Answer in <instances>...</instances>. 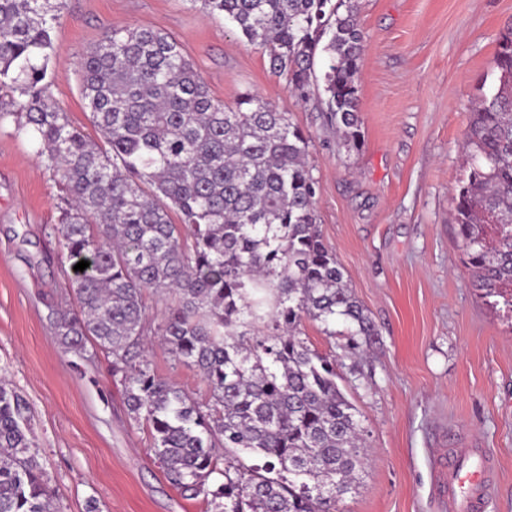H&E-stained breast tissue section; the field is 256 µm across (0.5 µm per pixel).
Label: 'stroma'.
I'll use <instances>...</instances> for the list:
<instances>
[{"instance_id":"1","label":"stroma","mask_w":512,"mask_h":512,"mask_svg":"<svg viewBox=\"0 0 512 512\" xmlns=\"http://www.w3.org/2000/svg\"><path fill=\"white\" fill-rule=\"evenodd\" d=\"M366 37L358 86L361 144L340 145L319 93L300 100L271 72L267 55L230 24L188 0H64L48 61L51 102L95 135L80 91L79 61L109 29L147 26L174 37L211 96L233 105L244 91L290 113L309 135L325 243L375 322L364 355L346 348L344 322L327 336L338 384L356 406L370 455L355 493L337 512H442L436 461L479 448L497 466L482 512H512V317L491 308L463 263L452 196L463 174L471 102L493 86L512 0H356ZM20 93L0 95V379L26 401L38 460L58 512H207L165 479L145 426L93 343L65 349L53 323L74 306L66 251L51 232L60 191L39 147L15 133ZM157 373L196 400L199 372L161 346Z\"/></svg>"}]
</instances>
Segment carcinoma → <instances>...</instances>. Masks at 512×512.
I'll return each mask as SVG.
<instances>
[{
    "instance_id": "carcinoma-1",
    "label": "carcinoma",
    "mask_w": 512,
    "mask_h": 512,
    "mask_svg": "<svg viewBox=\"0 0 512 512\" xmlns=\"http://www.w3.org/2000/svg\"><path fill=\"white\" fill-rule=\"evenodd\" d=\"M265 50L270 70L360 145L365 35L354 0H189ZM60 0H0V88L20 91L15 131L36 139L62 192L59 223L78 309L56 318L68 348L111 357L133 419L186 499L211 512H335L354 488L365 445L337 383L336 355L303 336L305 320L349 323L347 347L378 340L317 224L309 137L251 91L215 101L170 35L105 32L80 62V90L100 146L47 102ZM328 64L316 75L317 50ZM493 88L472 106L455 223L476 286L512 312V26L500 34ZM506 226L488 247L486 217ZM178 221H173V217ZM170 302L149 319L145 294ZM197 369L200 403L160 376L147 340ZM24 399L0 381V512H52L56 497L30 438ZM261 457L263 464H249Z\"/></svg>"
}]
</instances>
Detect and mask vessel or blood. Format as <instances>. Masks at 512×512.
I'll return each mask as SVG.
<instances>
[{
	"instance_id": "obj_1",
	"label": "vessel or blood",
	"mask_w": 512,
	"mask_h": 512,
	"mask_svg": "<svg viewBox=\"0 0 512 512\" xmlns=\"http://www.w3.org/2000/svg\"><path fill=\"white\" fill-rule=\"evenodd\" d=\"M468 467L449 463L448 512H481L495 485V466L479 449L469 451Z\"/></svg>"
}]
</instances>
